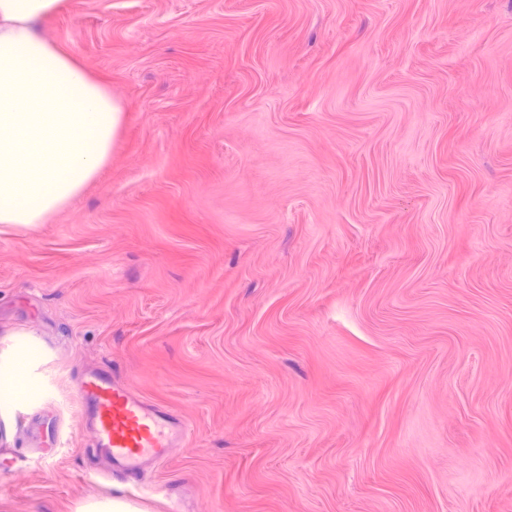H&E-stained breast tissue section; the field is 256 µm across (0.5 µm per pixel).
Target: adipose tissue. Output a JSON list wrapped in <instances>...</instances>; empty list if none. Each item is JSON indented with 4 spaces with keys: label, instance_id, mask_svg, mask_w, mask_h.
I'll return each mask as SVG.
<instances>
[{
    "label": "adipose tissue",
    "instance_id": "ef3b65f1",
    "mask_svg": "<svg viewBox=\"0 0 512 512\" xmlns=\"http://www.w3.org/2000/svg\"><path fill=\"white\" fill-rule=\"evenodd\" d=\"M65 0H0V224L45 223L108 163L123 108L63 48L38 33ZM38 345L0 354V408L38 389Z\"/></svg>",
    "mask_w": 512,
    "mask_h": 512
}]
</instances>
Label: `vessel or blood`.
<instances>
[{
	"instance_id": "vessel-or-blood-1",
	"label": "vessel or blood",
	"mask_w": 512,
	"mask_h": 512,
	"mask_svg": "<svg viewBox=\"0 0 512 512\" xmlns=\"http://www.w3.org/2000/svg\"><path fill=\"white\" fill-rule=\"evenodd\" d=\"M76 387L91 431L89 451L105 464L108 474L141 477L185 435L181 418L148 402L126 381L108 372L85 371Z\"/></svg>"
}]
</instances>
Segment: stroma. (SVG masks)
<instances>
[{
	"label": "stroma",
	"mask_w": 512,
	"mask_h": 512,
	"mask_svg": "<svg viewBox=\"0 0 512 512\" xmlns=\"http://www.w3.org/2000/svg\"><path fill=\"white\" fill-rule=\"evenodd\" d=\"M124 108L98 179L0 229V512H512V0H67ZM179 414L104 480L75 389ZM14 346L0 354V414L10 403H26L34 398L38 389V375L33 363L38 357V345L27 333ZM133 504L126 501L111 499H89L84 502L78 512H137Z\"/></svg>",
	"instance_id": "stroma-1"
}]
</instances>
